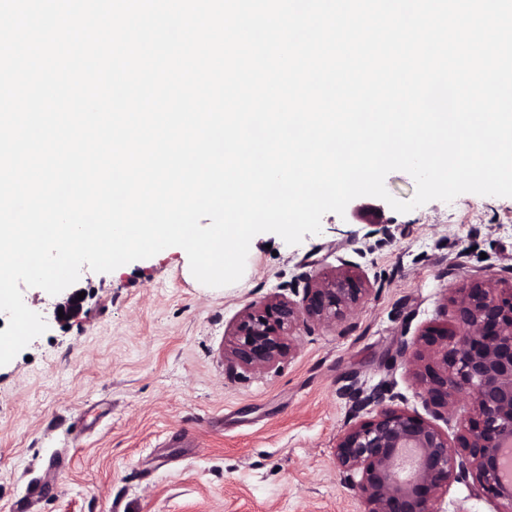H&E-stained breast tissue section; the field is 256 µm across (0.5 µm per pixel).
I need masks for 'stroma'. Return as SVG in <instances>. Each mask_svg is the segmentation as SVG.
I'll list each match as a JSON object with an SVG mask.
<instances>
[{
  "mask_svg": "<svg viewBox=\"0 0 512 512\" xmlns=\"http://www.w3.org/2000/svg\"><path fill=\"white\" fill-rule=\"evenodd\" d=\"M341 259L372 289L343 330L315 328L290 358L228 374L237 314ZM485 275L512 279V197L407 213L359 197L300 244L256 235L241 280L218 288L179 247L85 268L65 324L55 296L23 288L48 328L0 366V512H360L336 473L341 389H389L423 412L398 344L452 321L453 289Z\"/></svg>",
  "mask_w": 512,
  "mask_h": 512,
  "instance_id": "1",
  "label": "stroma"
}]
</instances>
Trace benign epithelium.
Segmentation results:
<instances>
[{
  "mask_svg": "<svg viewBox=\"0 0 512 512\" xmlns=\"http://www.w3.org/2000/svg\"><path fill=\"white\" fill-rule=\"evenodd\" d=\"M78 293L55 305L63 320L82 308ZM370 293L363 273L343 262L289 296L249 304L232 326L228 370L260 371L291 355L298 337L315 326L342 327ZM450 301L452 327L429 326L399 344L416 365L428 417L392 408L384 390H341L350 421L336 439V470L363 512H443L450 487L467 481L512 512V296H501L490 276L455 289ZM461 406L468 415L451 439L437 422Z\"/></svg>",
  "mask_w": 512,
  "mask_h": 512,
  "instance_id": "7a95c632",
  "label": "benign epithelium"
}]
</instances>
